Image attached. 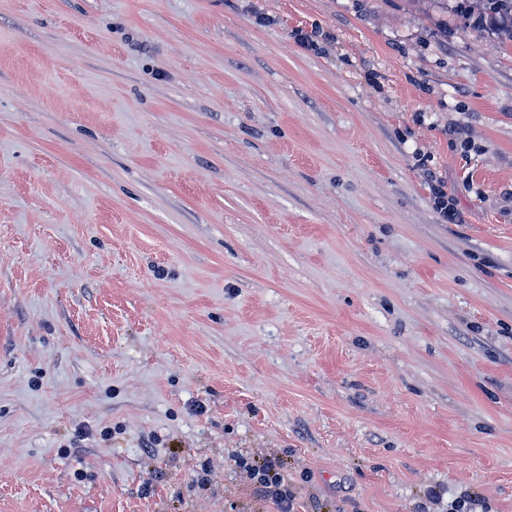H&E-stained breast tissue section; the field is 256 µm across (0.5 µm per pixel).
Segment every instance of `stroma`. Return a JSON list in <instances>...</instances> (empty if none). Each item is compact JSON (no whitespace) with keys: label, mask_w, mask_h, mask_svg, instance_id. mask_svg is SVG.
<instances>
[{"label":"stroma","mask_w":512,"mask_h":512,"mask_svg":"<svg viewBox=\"0 0 512 512\" xmlns=\"http://www.w3.org/2000/svg\"><path fill=\"white\" fill-rule=\"evenodd\" d=\"M498 28L0 0V512H512ZM431 193L434 208L441 217L450 223L460 221V213L458 211L455 200L448 196V192L444 189V185L437 178L431 180ZM250 485L266 500L271 501L277 512H295V497L288 490L282 476V463L278 458L263 459L260 464L244 463Z\"/></svg>","instance_id":"obj_1"}]
</instances>
